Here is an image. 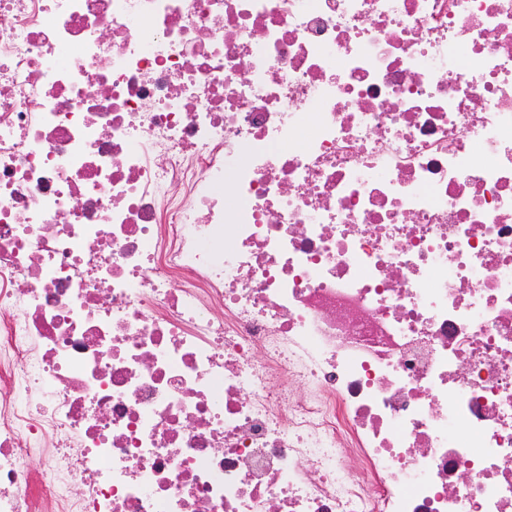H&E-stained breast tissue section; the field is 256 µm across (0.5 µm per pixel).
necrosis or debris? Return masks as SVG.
I'll list each match as a JSON object with an SVG mask.
<instances>
[{"label": "necrosis or debris", "instance_id": "4bbe7bcc", "mask_svg": "<svg viewBox=\"0 0 512 512\" xmlns=\"http://www.w3.org/2000/svg\"><path fill=\"white\" fill-rule=\"evenodd\" d=\"M0 512H512V0H0Z\"/></svg>", "mask_w": 512, "mask_h": 512}]
</instances>
